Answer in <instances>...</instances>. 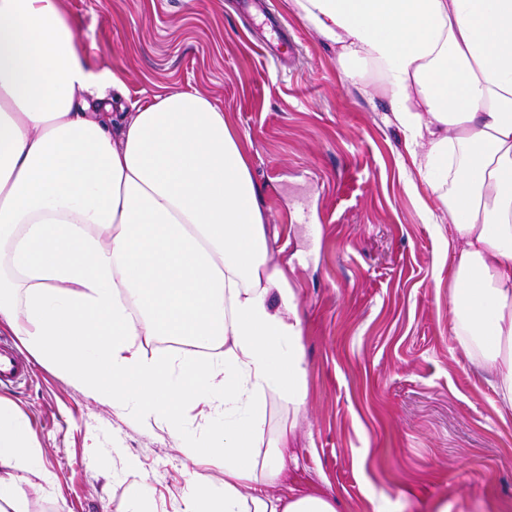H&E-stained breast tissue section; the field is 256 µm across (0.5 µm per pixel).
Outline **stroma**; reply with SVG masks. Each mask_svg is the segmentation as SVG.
<instances>
[{
  "instance_id": "35a3bbf8",
  "label": "stroma",
  "mask_w": 512,
  "mask_h": 512,
  "mask_svg": "<svg viewBox=\"0 0 512 512\" xmlns=\"http://www.w3.org/2000/svg\"><path fill=\"white\" fill-rule=\"evenodd\" d=\"M238 0H61L93 66L129 101L196 91L242 137L273 245L303 327L306 403L267 401L257 460L290 423L274 495L337 512H512V416L489 371L450 333L452 254L438 202L418 180L390 102L345 80L336 52L293 0H265L291 53L259 47ZM31 380L6 391L30 425L53 487L19 470L28 512H127L147 486L156 512H182L186 456L24 352ZM138 471L124 469L127 457Z\"/></svg>"
}]
</instances>
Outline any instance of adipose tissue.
Instances as JSON below:
<instances>
[{"instance_id": "1", "label": "adipose tissue", "mask_w": 512, "mask_h": 512, "mask_svg": "<svg viewBox=\"0 0 512 512\" xmlns=\"http://www.w3.org/2000/svg\"><path fill=\"white\" fill-rule=\"evenodd\" d=\"M345 78L391 99L449 224L450 331L512 413V0H294ZM125 85L93 69L61 0H0V325L190 461L183 512H337L277 484L252 450L276 395L306 402L294 291L273 263L241 137L199 92L113 114ZM167 338V349L147 343ZM212 349L209 357L198 348ZM207 413L186 429L185 404ZM56 482L0 396V512H26L13 471Z\"/></svg>"}]
</instances>
